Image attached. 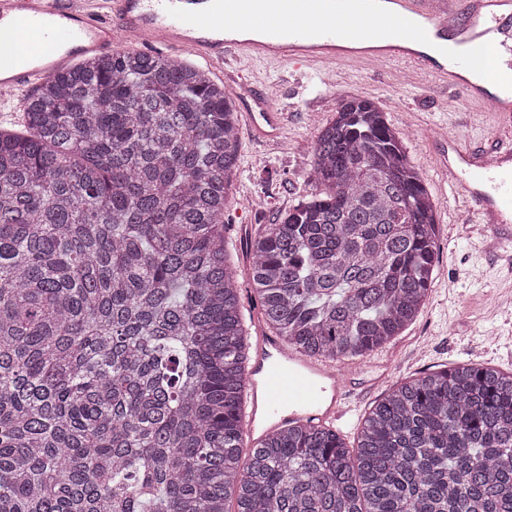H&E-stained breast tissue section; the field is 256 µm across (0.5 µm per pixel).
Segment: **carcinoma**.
<instances>
[{
    "label": "carcinoma",
    "mask_w": 512,
    "mask_h": 512,
    "mask_svg": "<svg viewBox=\"0 0 512 512\" xmlns=\"http://www.w3.org/2000/svg\"><path fill=\"white\" fill-rule=\"evenodd\" d=\"M21 107L23 131L0 126V512H512V372L492 366L390 387L352 447L293 422L245 448L224 85L123 49ZM310 182L250 241L251 287L291 349L355 361L423 309L436 206L363 99Z\"/></svg>",
    "instance_id": "obj_1"
}]
</instances>
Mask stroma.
<instances>
[{
	"instance_id": "1",
	"label": "stroma",
	"mask_w": 512,
	"mask_h": 512,
	"mask_svg": "<svg viewBox=\"0 0 512 512\" xmlns=\"http://www.w3.org/2000/svg\"><path fill=\"white\" fill-rule=\"evenodd\" d=\"M241 76L265 85L276 105L288 111L281 137L263 145L253 140L246 122L238 124V167L224 211V235L240 272V301L253 326L261 320L246 274L248 242L261 225L275 223L312 193V145L340 100H368L386 112L437 206L440 263L424 308L401 336L347 365L353 410L339 428L348 444H355L365 414L403 378L461 362L512 371V249L500 247L483 226L467 223L466 213L449 223L452 200L441 192L429 140L430 130L442 129L467 145L488 142L493 138L488 114L466 104L459 90L405 74L399 63L346 61L298 75L286 66L242 61L235 72L211 73L233 100ZM320 92L326 101L308 106V98Z\"/></svg>"
}]
</instances>
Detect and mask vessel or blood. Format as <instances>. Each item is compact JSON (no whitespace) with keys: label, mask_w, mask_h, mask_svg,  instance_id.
<instances>
[{"label":"vessel or blood","mask_w":512,"mask_h":512,"mask_svg":"<svg viewBox=\"0 0 512 512\" xmlns=\"http://www.w3.org/2000/svg\"><path fill=\"white\" fill-rule=\"evenodd\" d=\"M0 0V97L36 85L79 56L115 50L116 33L139 42L189 51L224 65L245 57L299 70L338 59L408 60L435 86L460 88L484 110L497 133L489 147L433 137L439 169L470 223L512 240V58L498 74L507 90L494 93L471 79L488 35L507 36L512 55V0ZM459 37L464 51L447 65L418 51L421 43ZM256 142L277 139L285 111L266 88L240 99ZM245 433L258 442L266 430L301 420L340 419L350 395L347 370L290 352L262 332L248 371Z\"/></svg>","instance_id":"obj_1"}]
</instances>
